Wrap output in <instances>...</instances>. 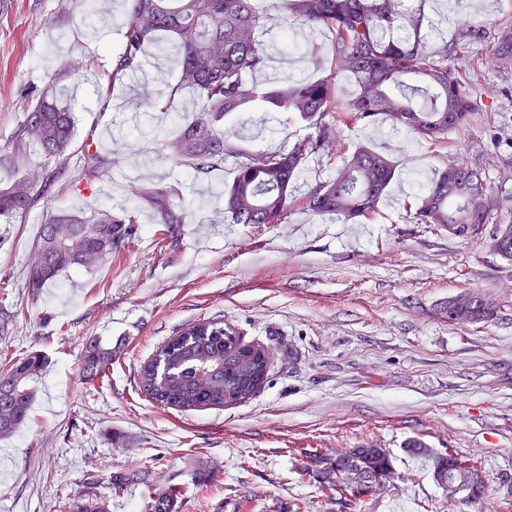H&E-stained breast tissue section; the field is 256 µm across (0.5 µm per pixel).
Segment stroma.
I'll use <instances>...</instances> for the list:
<instances>
[{
    "instance_id": "stroma-1",
    "label": "stroma",
    "mask_w": 512,
    "mask_h": 512,
    "mask_svg": "<svg viewBox=\"0 0 512 512\" xmlns=\"http://www.w3.org/2000/svg\"><path fill=\"white\" fill-rule=\"evenodd\" d=\"M455 0L454 24L435 30L432 0H402L425 17L430 46L454 41L458 28L483 32L454 56L482 110L439 149L390 120L342 129L347 149L366 144L392 156L398 177L375 220L362 224L294 209L283 224H228L226 159L206 179L165 159L155 131L173 135L192 109L182 92L174 110L140 112L128 102V77L113 81L125 0H0V186L59 170L69 186L0 224V351H38L47 359L25 427L0 439V512H70L79 494L110 495L113 471L148 472L181 487L179 512H474L466 494L448 496L432 459L408 455L409 441L482 462L484 512H501L512 491V263L488 240L431 234L409 223L405 194L463 158L496 181L502 154L493 134L512 137V71L491 57L498 29L512 27V0L490 12ZM268 56L292 78L331 74V49L316 61L289 52L282 30L263 37ZM82 64L80 78L68 73ZM57 76L75 114L76 136L63 157L19 141L27 112ZM332 75V74H331ZM114 94H107L108 83ZM236 129L245 146L286 149L304 138L296 116L247 109ZM97 150L98 179L86 182L81 158ZM171 190L186 221L172 239L133 196L132 184ZM109 210L133 215L139 242L124 259L68 271L31 296L25 270L50 210ZM488 294L501 314L486 324H452L449 296ZM219 320L271 350L266 382L231 406L180 410L139 387L141 366L173 336ZM123 344L104 382L84 383L78 359L87 337ZM389 450L396 477L349 502L331 497L306 470L301 448L333 455L364 444ZM205 454L211 477L197 487ZM97 483H89V474Z\"/></svg>"
}]
</instances>
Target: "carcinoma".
Instances as JSON below:
<instances>
[{
	"mask_svg": "<svg viewBox=\"0 0 512 512\" xmlns=\"http://www.w3.org/2000/svg\"><path fill=\"white\" fill-rule=\"evenodd\" d=\"M254 0H129L123 42L116 55L112 77L141 70L145 46L165 33L177 48L179 80L170 87L165 104L144 98L139 107L146 112L168 111L179 93H193L195 116L177 136L162 143L164 156L189 167L201 179L235 159L236 173L224 186V215L229 224H284L291 212L293 180L311 156L332 159L336 155L337 130L354 122L384 114L406 132L441 148L448 132L466 126L480 111L473 87L460 69L448 62V43L427 52L418 13L401 12V0H282L284 22L309 28L315 35L329 34L333 44V72L354 78L358 93L339 99L334 78L292 80L267 87L251 83L246 75L262 70L266 53L259 33L274 21L257 10ZM500 68H512V29H501L492 49ZM48 86L23 123L26 141L45 155L64 154L72 144L75 117ZM248 107L270 112L294 113L314 129L285 153H270L242 146L224 128L233 113ZM396 174L392 159L367 145H359L343 156L337 176L311 188L300 200L313 216H337L346 220H371ZM501 177L500 186L487 182L480 168L463 159L438 171L422 191L407 204L411 223L424 224L434 232L450 224L470 225L467 238L484 237L493 211L487 205L492 193L505 202L512 198ZM55 185V179L26 177L0 187V221L8 224L23 214ZM157 209L164 228L184 223V216L169 202L167 190H136ZM135 220L107 211L77 215L51 212L34 245L44 257L39 269L27 268L26 284L36 292L52 284L68 270L92 269L126 253L137 241ZM477 303L472 323L496 320L498 303L479 290L463 291ZM122 344L98 338L85 341L79 375L86 383L108 377ZM267 349L244 343L230 335L221 321L197 323L161 346L143 366L141 389L155 402L192 410L224 407L248 398L265 382ZM45 357L38 351L0 363V438L13 435L29 419ZM405 451L434 461L435 474L453 481L473 483L480 491L470 497L482 512L485 494L479 462L451 452L435 453L420 440L407 443ZM319 482L343 500L385 486L393 478L391 454L372 445L354 448L344 457L328 458L303 449ZM141 480L137 472L118 471L109 476L112 497L121 498ZM181 491L172 485L148 488L141 512H179ZM72 512H110V500L85 493L72 503Z\"/></svg>",
	"mask_w": 512,
	"mask_h": 512,
	"instance_id": "1",
	"label": "carcinoma"
}]
</instances>
